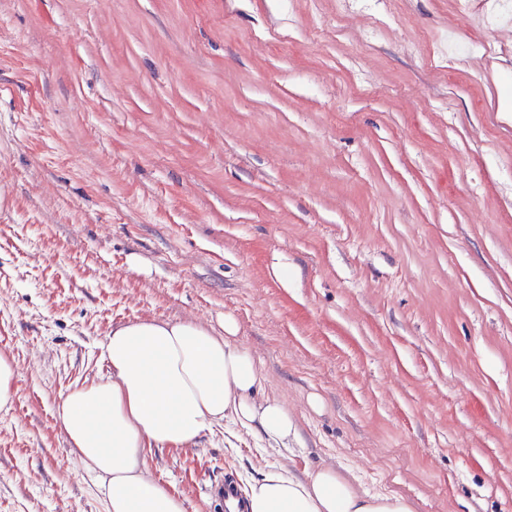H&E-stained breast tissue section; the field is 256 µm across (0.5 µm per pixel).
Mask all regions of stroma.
I'll return each mask as SVG.
<instances>
[{"instance_id":"obj_1","label":"stroma","mask_w":512,"mask_h":512,"mask_svg":"<svg viewBox=\"0 0 512 512\" xmlns=\"http://www.w3.org/2000/svg\"><path fill=\"white\" fill-rule=\"evenodd\" d=\"M510 79L455 0H0V512H105L58 403L114 325L228 315L298 440L146 449L186 512L265 464L512 512ZM18 377L17 365L13 359L0 354V408L9 409L17 397L15 386Z\"/></svg>"}]
</instances>
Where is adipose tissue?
<instances>
[{"instance_id":"ef3b65f1","label":"adipose tissue","mask_w":512,"mask_h":512,"mask_svg":"<svg viewBox=\"0 0 512 512\" xmlns=\"http://www.w3.org/2000/svg\"><path fill=\"white\" fill-rule=\"evenodd\" d=\"M224 318L216 336L200 323L143 318L113 327L101 345L108 377L74 387L57 406L72 453L95 477L106 512H186L183 499L147 470L145 451L190 445L232 422L269 447L291 449L297 429L278 399L262 395L265 377ZM246 512H413L397 494L370 495L337 469L300 478L265 465L245 492Z\"/></svg>"}]
</instances>
